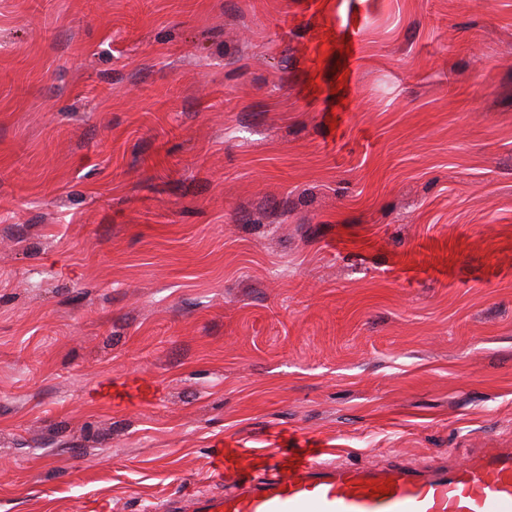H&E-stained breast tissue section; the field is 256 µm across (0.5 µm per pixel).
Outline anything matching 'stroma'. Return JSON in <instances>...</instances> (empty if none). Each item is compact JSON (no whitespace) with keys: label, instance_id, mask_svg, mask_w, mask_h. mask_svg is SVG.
Returning a JSON list of instances; mask_svg holds the SVG:
<instances>
[{"label":"stroma","instance_id":"obj_1","mask_svg":"<svg viewBox=\"0 0 512 512\" xmlns=\"http://www.w3.org/2000/svg\"><path fill=\"white\" fill-rule=\"evenodd\" d=\"M306 437L512 448V0H0V512Z\"/></svg>","mask_w":512,"mask_h":512}]
</instances>
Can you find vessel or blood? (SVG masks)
Here are the masks:
<instances>
[{"label": "vessel or blood", "instance_id": "vessel-or-blood-1", "mask_svg": "<svg viewBox=\"0 0 512 512\" xmlns=\"http://www.w3.org/2000/svg\"><path fill=\"white\" fill-rule=\"evenodd\" d=\"M256 469L236 449L218 448L214 469L231 490L169 501L168 512H512V448H496L449 466L336 465L319 449L258 451Z\"/></svg>", "mask_w": 512, "mask_h": 512}]
</instances>
